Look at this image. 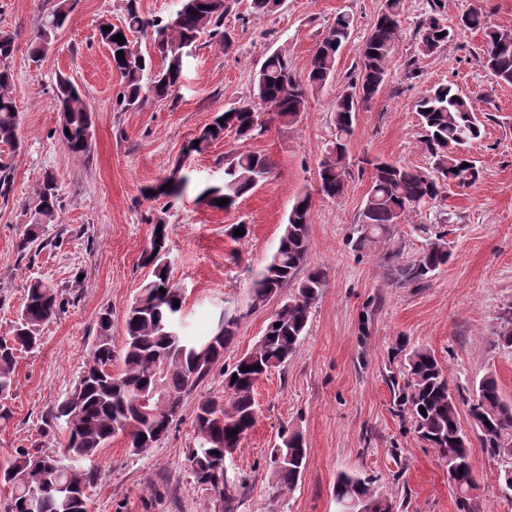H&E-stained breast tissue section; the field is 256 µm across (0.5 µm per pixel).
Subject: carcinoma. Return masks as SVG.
I'll list each match as a JSON object with an SVG mask.
<instances>
[{"label": "carcinoma", "instance_id": "cac0c4a2", "mask_svg": "<svg viewBox=\"0 0 512 512\" xmlns=\"http://www.w3.org/2000/svg\"><path fill=\"white\" fill-rule=\"evenodd\" d=\"M73 0H56L54 7L36 22L34 46L30 60L38 63L46 45L61 29ZM230 9L228 0H178V23L149 20L140 13L137 0H126L124 20L118 25L106 23L108 31H100L110 50L114 69L122 79L120 99L124 110L145 103L144 84L153 97L163 100L176 92L182 68L175 64V53L192 44L202 33L232 46L224 31V15ZM404 0H385L369 36L360 46L361 69L352 82V92L336 98L335 140L319 163V192L329 198L341 196L349 176L347 142L353 131V120L359 106L370 102L383 83L392 56ZM459 26L481 29L485 45L482 66L496 79L512 84V37L488 26L486 16L475 8L462 12ZM151 28L156 33L151 51L143 54L134 48L131 34ZM354 28V18L345 13L336 16L311 57L307 75L299 80L292 73L288 58L273 52L262 62L255 81L253 101L227 108L213 121L215 130H204L201 144L221 139L230 130L244 139L265 131L266 123L279 118L293 119L304 111L309 94L321 90L336 74L337 55ZM123 35V43L114 37ZM448 26L434 14L422 20L417 28L418 54L430 56L447 41ZM14 38H0V144L14 147L18 143L19 112L14 93L10 60ZM123 51L124 61L117 52ZM161 67L153 70V58ZM53 93L59 107V138L73 155L86 157L91 152L92 111L79 87L69 76L56 75ZM419 142L424 146L429 166L426 168L393 164L379 159H366L372 178L364 207L355 224L351 249L362 252L375 239L388 237L404 216L421 204L436 200L448 188H466L480 176V167L464 152L482 137V125L467 97L452 85L429 91L417 105ZM468 166H463V163ZM273 170L271 160L261 154L239 153L224 162V185L208 187L201 194L214 196L212 206L224 211L235 207L237 200L267 179ZM14 177L9 164H0V199L8 201ZM220 198L229 202L217 203ZM61 194L55 175L46 173L36 193L23 204L31 224L19 239L17 250L24 253L39 240L38 229L58 222ZM312 200L308 195L295 199L279 246L271 260L253 281V305L260 306L294 281L304 266L309 250V217ZM160 232H152L149 247L142 255V265L152 268L153 279L140 290L125 315V339L121 355L112 346V314L106 310L99 317L98 334L87 355L86 363L75 387L58 403L50 415L53 423H63L68 432L64 456L54 457L41 448H21L16 456L0 467V484L11 488L0 512H25L18 502L37 496L42 512H89L88 491L101 479L97 464L99 450L121 434L135 455L149 452L169 432L182 409L185 394L194 388L224 356V348L234 336L237 319L223 315L224 333L213 334L204 359L195 356L196 343L182 335L183 292L171 282L167 224L156 223ZM418 231L425 238L419 257L409 263L394 262L392 271L398 285H420L451 258L446 233L435 224H423ZM325 274L320 269L309 272L297 282L294 292L281 302L255 346L224 371L227 397H210L201 401L195 418V434L187 451L188 467L197 483L208 486L224 497V449L238 448L242 433L250 432L256 423L254 387L273 369L288 362L302 337ZM165 292H160V289ZM62 292L41 280L29 283L19 317L8 336H0V400L8 398L15 386L17 354L40 345L39 329L65 310ZM280 327H274L275 323ZM497 344L512 346V307L501 318ZM121 360L119 371H112L115 360ZM403 382L390 379L400 410L408 414L417 438L437 452L448 467L453 484L468 486L474 482L469 463L470 441L459 422L458 403L450 392L448 378L435 355L426 348H416L405 357ZM249 370H242V366ZM425 412H420V408ZM468 415L481 447L490 457L501 458L500 450L512 448V404L500 394L495 377L485 375L468 402ZM237 434L230 435V431ZM307 448L303 435L290 428L278 433V442L268 463L272 485L280 492L292 491L305 468ZM337 512H353L351 503L365 499L370 512H397L388 499L376 494L370 482L353 474L338 476L334 486Z\"/></svg>", "mask_w": 512, "mask_h": 512}]
</instances>
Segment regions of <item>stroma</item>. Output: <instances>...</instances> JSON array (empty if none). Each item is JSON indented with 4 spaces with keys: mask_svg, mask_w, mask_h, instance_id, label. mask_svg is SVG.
Segmentation results:
<instances>
[{
    "mask_svg": "<svg viewBox=\"0 0 512 512\" xmlns=\"http://www.w3.org/2000/svg\"><path fill=\"white\" fill-rule=\"evenodd\" d=\"M55 0H0V32L12 34L14 91L19 101L18 148L0 145V160L14 169L13 196L0 202V336L8 335L33 279L62 290L69 303L40 329L38 349L19 353L16 386L0 424V462L17 449L42 448L62 455L67 432L44 430L49 411L74 387L98 330L112 312V338L122 349L124 313L151 280L140 256L157 221L169 232L171 275L185 292L184 333H212L221 311L237 317L235 335L183 401L168 435L147 454H131L124 436L102 448V478L91 492L93 512H337L334 485L340 473L368 479L398 512H458L456 491L433 449L413 433L398 411L389 379L400 375L408 348L434 353L458 401L471 398L479 380L493 374L512 403V347L496 343L500 316L512 306V84L496 82L482 66L479 30L457 28V17L475 7L489 24L512 31V0H406L401 33L377 94L355 114L348 143L350 177L344 194L317 190L318 165L335 134L334 103L359 64V48L385 0H284L263 17L250 0H231L224 19L234 46L201 36L184 58L174 99H147L136 110L115 104L121 78L99 35L102 23H120L122 0H77L40 63L29 59L38 15ZM440 9L451 36L428 57L416 52V28ZM354 29L336 62L334 80L311 94L293 121H273L249 139L225 133L202 151L186 153L218 112L250 100L261 63L285 53L304 74L317 43L338 14ZM416 71H409V62ZM83 89L94 117L89 157L70 154L55 130L60 122L53 94L56 73ZM454 85L483 125L471 151L482 169L471 187L449 189L420 205L390 238L354 252L348 239L364 205L370 170L361 159L380 158L423 167L416 104L431 88ZM241 151L270 158L274 169L256 189L224 211L200 193L224 183V159ZM185 157L189 183L177 196H149ZM60 180L61 212L43 231L42 249L19 255L27 224L21 205L45 172ZM310 194V246L305 271L323 269L326 282L311 310L305 336L285 366L255 387L258 419L241 446L224 461L227 499L198 484L186 466L199 403L224 393V370L249 352L264 332L275 302L256 307L252 282L279 246L293 200ZM446 221L452 257L421 285L395 284L386 256L416 259L424 240L420 224ZM249 225L243 239L226 236L229 224ZM299 430L307 443L303 474L292 492L271 487L268 461L282 428ZM471 464L480 490L473 512H512V498L498 489L501 461L479 446Z\"/></svg>",
    "mask_w": 512,
    "mask_h": 512,
    "instance_id": "stroma-1",
    "label": "stroma"
}]
</instances>
